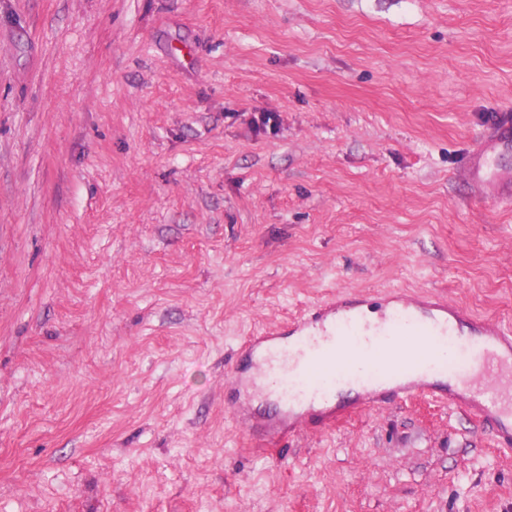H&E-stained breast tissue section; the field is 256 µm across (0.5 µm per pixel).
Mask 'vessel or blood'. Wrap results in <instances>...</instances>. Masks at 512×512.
<instances>
[{"mask_svg": "<svg viewBox=\"0 0 512 512\" xmlns=\"http://www.w3.org/2000/svg\"><path fill=\"white\" fill-rule=\"evenodd\" d=\"M512 116L501 115L469 153L466 175L477 189L487 153L503 145ZM358 299L333 297L301 315L292 335L307 346L288 353L278 331L245 341L253 377L276 372V416L263 419L267 442L339 417L337 387L352 381L364 389L363 405L417 395L466 413L496 442L512 447V327L471 316L441 295L386 296L377 323L367 322Z\"/></svg>", "mask_w": 512, "mask_h": 512, "instance_id": "b4317fda", "label": "vessel or blood"}]
</instances>
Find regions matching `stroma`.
Here are the masks:
<instances>
[{
	"label": "stroma",
	"mask_w": 512,
	"mask_h": 512,
	"mask_svg": "<svg viewBox=\"0 0 512 512\" xmlns=\"http://www.w3.org/2000/svg\"><path fill=\"white\" fill-rule=\"evenodd\" d=\"M505 111L512 0H0V512H512L461 412L267 445L224 387L330 293L512 324ZM512 126V118L510 114H503L499 117L498 122L486 130L480 139L473 145L469 153V161L465 169L466 175L471 179L476 188L480 191L481 189H489L498 195H506L508 198L506 202H509L512 195V185L506 184L507 191H501L504 184H492L490 182L481 181L479 179V170L481 161L491 150H494L500 145L505 144V140L502 137V132Z\"/></svg>",
	"instance_id": "35a3bbf8"
}]
</instances>
